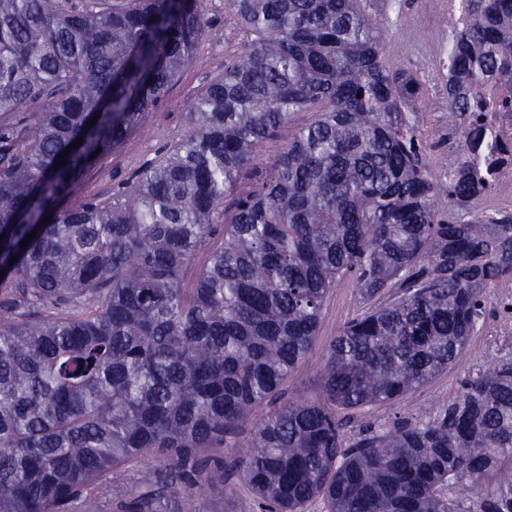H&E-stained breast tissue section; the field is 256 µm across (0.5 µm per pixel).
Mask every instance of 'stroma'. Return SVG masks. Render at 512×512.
Instances as JSON below:
<instances>
[{
	"label": "stroma",
	"mask_w": 512,
	"mask_h": 512,
	"mask_svg": "<svg viewBox=\"0 0 512 512\" xmlns=\"http://www.w3.org/2000/svg\"><path fill=\"white\" fill-rule=\"evenodd\" d=\"M203 9L207 30L195 58L173 82L164 103L147 113L146 132L132 135L121 148L100 159L76 187L74 199L111 201L122 186L181 141L187 133L185 113L189 105L227 58L244 51L248 37L227 0H204ZM373 15L383 30L386 65L412 73L422 84L421 98L408 104L407 109L416 113L419 130L428 142L431 172L442 175L448 165V145L458 142L459 135L448 125V93L436 87L427 65L433 51L443 43L448 15L440 0H402L397 9L393 8L392 0H376ZM482 299L483 313L460 361L409 399L346 413L347 438H355L367 429H386L400 418L418 416L420 408H435L456 395L466 375L493 363L512 360V284L484 288ZM368 305L361 299L353 278L337 283L322 310L319 333L310 355L312 369L289 382L290 392L306 397L318 395L316 364L344 324ZM205 500L210 512H260L252 490L231 474L215 481Z\"/></svg>",
	"instance_id": "1"
}]
</instances>
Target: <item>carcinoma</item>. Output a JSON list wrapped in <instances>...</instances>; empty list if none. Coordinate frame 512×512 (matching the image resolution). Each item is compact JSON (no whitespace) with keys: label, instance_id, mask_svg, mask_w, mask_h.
I'll return each instance as SVG.
<instances>
[{"label":"carcinoma","instance_id":"carcinoma-1","mask_svg":"<svg viewBox=\"0 0 512 512\" xmlns=\"http://www.w3.org/2000/svg\"><path fill=\"white\" fill-rule=\"evenodd\" d=\"M373 5L230 0L248 49L190 105L185 138L121 199L61 210L192 62L202 0H0V512H206L190 502L226 470L263 512L319 497L329 512H512L511 361L426 420L347 442L336 414L426 386L466 348L481 288L512 282V214L469 211L470 169L431 173L404 111L420 84L385 65ZM468 13L448 19L454 126L486 108L465 83L512 81V0ZM351 274L365 297L402 296L344 325L317 397L288 395ZM149 458L141 495L103 481ZM314 112H299L295 115L291 127L282 130L276 137L269 139L262 147L261 153L264 160H269L275 156L288 140L289 133L296 127L303 126L313 119Z\"/></svg>","mask_w":512,"mask_h":512}]
</instances>
